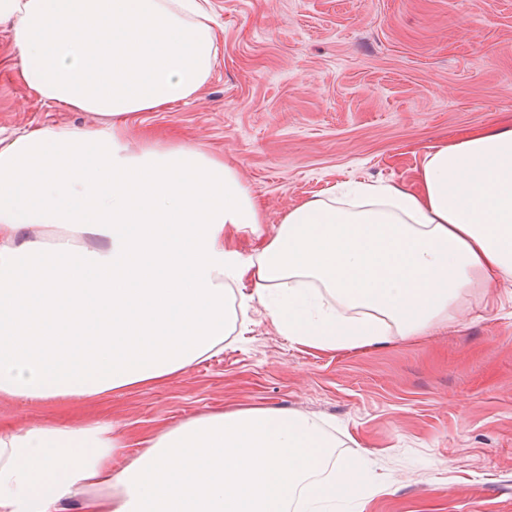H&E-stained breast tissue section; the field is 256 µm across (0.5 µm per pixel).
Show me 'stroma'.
<instances>
[{"label":"stroma","instance_id":"1","mask_svg":"<svg viewBox=\"0 0 512 512\" xmlns=\"http://www.w3.org/2000/svg\"><path fill=\"white\" fill-rule=\"evenodd\" d=\"M201 93L128 130L176 136L238 167L268 226L348 179L415 187L430 147L512 117V0H211ZM0 25V138L96 116L39 97ZM248 330L169 381L102 403H0V427L112 416L161 429L216 409L323 419L337 456L368 450L363 512H512V292L468 290L448 321L383 347L324 351Z\"/></svg>","mask_w":512,"mask_h":512}]
</instances>
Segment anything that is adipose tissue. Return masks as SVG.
<instances>
[{"mask_svg": "<svg viewBox=\"0 0 512 512\" xmlns=\"http://www.w3.org/2000/svg\"><path fill=\"white\" fill-rule=\"evenodd\" d=\"M209 0H0L24 81L100 117L0 139V401L108 400L224 350L238 309L319 350L446 322L512 285V121L434 146L417 188L345 181L273 228L241 172L193 143L131 146L142 113L195 97ZM255 245L238 247L241 237ZM139 443L129 454L131 443ZM368 459L317 420L217 410L131 437L119 420L0 428V512L357 508Z\"/></svg>", "mask_w": 512, "mask_h": 512, "instance_id": "adipose-tissue-1", "label": "adipose tissue"}]
</instances>
